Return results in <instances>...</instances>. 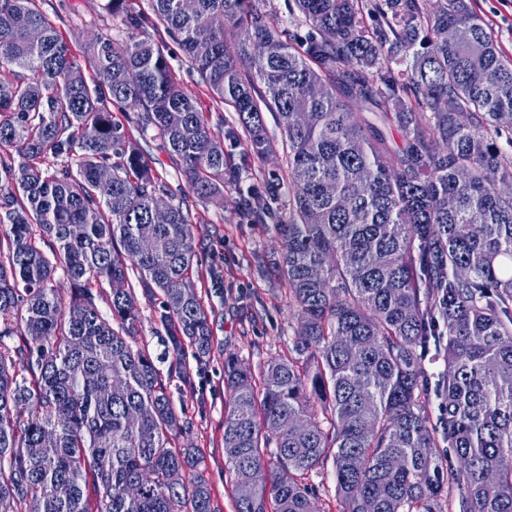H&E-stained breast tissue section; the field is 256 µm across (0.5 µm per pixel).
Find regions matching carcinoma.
I'll use <instances>...</instances> for the list:
<instances>
[{
    "instance_id": "carcinoma-1",
    "label": "carcinoma",
    "mask_w": 512,
    "mask_h": 512,
    "mask_svg": "<svg viewBox=\"0 0 512 512\" xmlns=\"http://www.w3.org/2000/svg\"><path fill=\"white\" fill-rule=\"evenodd\" d=\"M148 2L107 0L127 38L89 42V81L37 0H0V512H217L185 477L199 458L137 343L135 288L162 297L192 385L184 345L205 357L212 320L182 288L207 257L189 199L224 203L239 171L149 23L250 155L273 152L263 112L283 134L288 219L277 177L239 206L275 222L298 329L258 381L224 358V466L251 487L236 512H316L305 475L329 461L343 512H440L450 489L460 512H512V59L491 28L471 0H283L279 30L272 0ZM110 103L138 110L191 195Z\"/></svg>"
}]
</instances>
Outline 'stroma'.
Masks as SVG:
<instances>
[{"mask_svg": "<svg viewBox=\"0 0 512 512\" xmlns=\"http://www.w3.org/2000/svg\"><path fill=\"white\" fill-rule=\"evenodd\" d=\"M41 11L68 42L85 76L93 68L86 56L87 43L95 34L111 35L122 41L126 34L119 18L104 9L105 0H37ZM473 7L493 29L505 56L512 58V0H473ZM172 69L181 89L193 94L209 117L217 135L237 128V115L230 106L217 101L186 61L178 46H171ZM231 164L244 178L261 179L284 174L282 151L265 160L247 153L243 144L227 145ZM241 185L226 184L223 205L208 204L198 209L193 227L195 242L205 248L209 259L193 280L206 308L214 309L212 350L197 361L193 349H186L183 362L195 376L194 387L171 379L175 408L186 430L178 446L194 449L201 460L199 473L208 482L211 498L219 512H235L236 494L232 476L224 467V355L236 353L252 372H260L272 357L288 355L293 347L297 321L288 306V290L266 262L277 257L280 240L274 224H253L241 218L237 200ZM158 298L136 296L140 344L145 345L160 371H167L170 358L167 338L155 313Z\"/></svg>", "mask_w": 512, "mask_h": 512, "instance_id": "obj_1", "label": "stroma"}]
</instances>
